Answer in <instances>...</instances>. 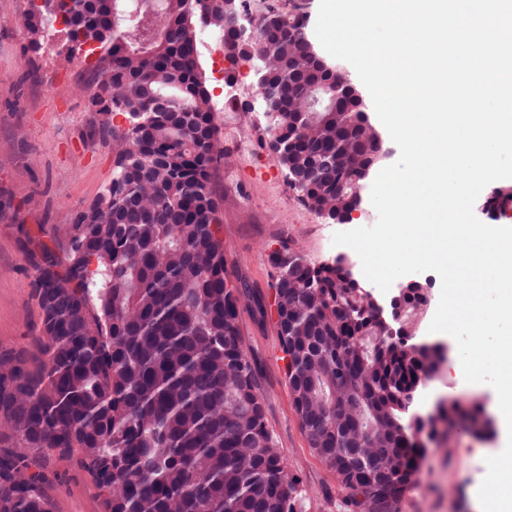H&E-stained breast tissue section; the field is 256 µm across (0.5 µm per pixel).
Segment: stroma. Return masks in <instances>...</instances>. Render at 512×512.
<instances>
[{
	"instance_id": "1",
	"label": "stroma",
	"mask_w": 512,
	"mask_h": 512,
	"mask_svg": "<svg viewBox=\"0 0 512 512\" xmlns=\"http://www.w3.org/2000/svg\"><path fill=\"white\" fill-rule=\"evenodd\" d=\"M26 5L27 0H0V346L35 358L41 331L28 254L38 227L65 235L76 213L94 203L109 182L114 155L111 142L98 136L101 116L89 100L91 72L85 64L68 60L57 37L47 39L39 53H24L19 19ZM198 54L225 154L211 179L224 263L229 279L250 300L239 327L259 368L267 424L288 469L303 479L309 512H343L336 478L308 448L292 408L274 317L261 315L257 304L272 294V251L287 246L320 265L350 249L333 245L339 224L318 216L289 185L285 168L265 144L262 112L226 108V86L212 72L214 48L199 45ZM415 279L426 284L429 303L402 324L414 340L448 349L447 363L415 396L419 409L428 410L439 398L476 396L492 404L490 385L472 388L448 369L458 356L455 340L428 331L440 295L438 275L424 272ZM498 444L497 429L478 438L465 423L450 437L428 442L420 480L397 512H481L477 491L485 459ZM49 493L54 512H100L89 477L77 468H68Z\"/></svg>"
}]
</instances>
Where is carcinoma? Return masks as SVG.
Here are the masks:
<instances>
[{"mask_svg": "<svg viewBox=\"0 0 512 512\" xmlns=\"http://www.w3.org/2000/svg\"><path fill=\"white\" fill-rule=\"evenodd\" d=\"M226 0H92L79 21L97 43L94 105L144 113L107 122L112 188L78 211L65 239L29 254L43 358L0 346V512H53L49 476L71 464L91 478L101 512H298L303 480L271 434L238 327L242 292L224 266L210 180L224 160L197 51L203 29L233 64ZM55 18L25 12L24 50H41ZM275 63L267 146L305 172L316 213L351 206L336 166L354 172L353 115L288 111L305 28L295 15L257 18ZM295 141L293 146L280 143ZM324 157L323 166L309 165ZM285 375L309 448L334 474L344 512H391L415 485L438 424L467 422L482 401L451 399L436 416L414 398L445 360L437 344L363 313V291L328 264L285 246L270 256Z\"/></svg>", "mask_w": 512, "mask_h": 512, "instance_id": "obj_1", "label": "carcinoma"}]
</instances>
